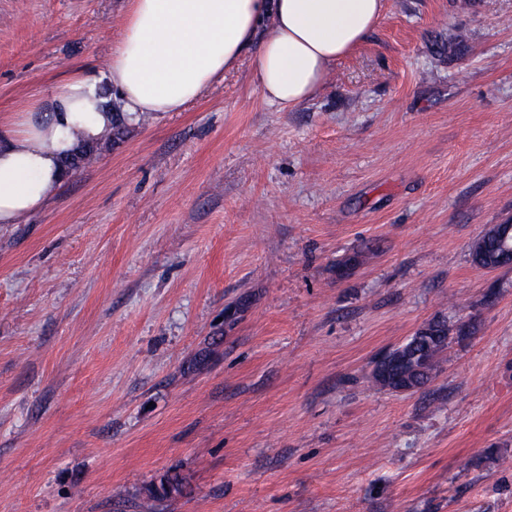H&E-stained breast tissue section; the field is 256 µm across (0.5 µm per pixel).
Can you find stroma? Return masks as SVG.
<instances>
[{
  "mask_svg": "<svg viewBox=\"0 0 512 512\" xmlns=\"http://www.w3.org/2000/svg\"><path fill=\"white\" fill-rule=\"evenodd\" d=\"M126 0H0V113L105 83ZM512 0H385L322 89L249 59L0 224V512H512ZM469 326L422 389L374 386ZM178 477L183 490L159 495ZM451 328L448 327V322H442L441 328L439 332L441 333L440 339L437 341L426 340L424 337L421 339H417L416 336H412L406 343L402 344L400 348H402L403 355H408L413 357L415 353H421V356L417 357V360L420 357H425V359L429 362L430 370L433 372L436 368V362L438 357L444 352V350L448 346L444 342V338L446 337L448 340L451 338L450 332ZM391 353L392 349L384 352L376 359L373 365V370L385 381L387 390L408 393L423 388L431 380L433 373L426 377L418 386L415 378L394 376L393 367L396 364V360Z\"/></svg>",
  "mask_w": 512,
  "mask_h": 512,
  "instance_id": "stroma-1",
  "label": "stroma"
}]
</instances>
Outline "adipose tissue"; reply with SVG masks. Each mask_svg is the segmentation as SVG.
Returning <instances> with one entry per match:
<instances>
[{
	"mask_svg": "<svg viewBox=\"0 0 512 512\" xmlns=\"http://www.w3.org/2000/svg\"><path fill=\"white\" fill-rule=\"evenodd\" d=\"M383 16L384 0H128L106 77L135 123L182 111L247 56L262 98L292 109ZM113 120L98 82L76 70L1 112L0 224L40 208L62 183L74 145L98 140Z\"/></svg>",
	"mask_w": 512,
	"mask_h": 512,
	"instance_id": "1",
	"label": "adipose tissue"
}]
</instances>
